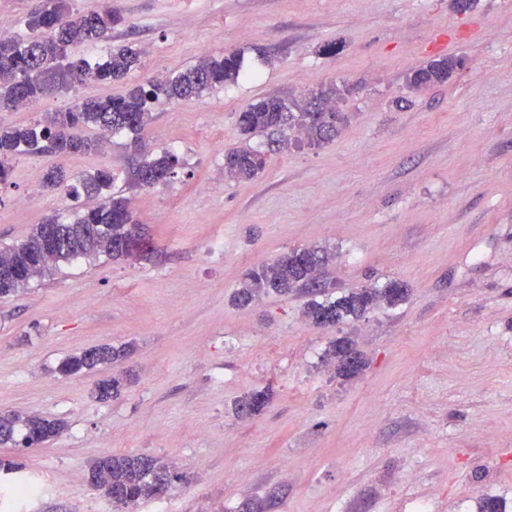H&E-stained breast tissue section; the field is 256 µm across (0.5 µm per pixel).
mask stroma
<instances>
[{
    "label": "stroma",
    "instance_id": "obj_1",
    "mask_svg": "<svg viewBox=\"0 0 512 512\" xmlns=\"http://www.w3.org/2000/svg\"><path fill=\"white\" fill-rule=\"evenodd\" d=\"M116 45L142 51L126 81L78 87L117 96L200 50L240 53L236 82L155 108L144 137L182 169L150 190L127 178L130 137L108 151L28 155L0 185V246L74 201L29 195L46 169H109L156 250L148 260H76L0 299V412L66 424L36 448L0 446V512H117L88 469L108 454H148L179 480L128 512H512V0H112ZM333 52H326V45ZM442 57L464 65L445 84L408 78ZM336 85L346 122L331 143L289 132L250 181L224 175L233 147L266 151L270 131L242 135L239 112L271 94ZM332 256L328 297L396 280L407 302L336 327L303 315L308 294L233 295L243 275L295 248ZM355 341L365 367L337 376L326 351ZM129 345L113 373L130 380L98 400L92 372L65 357ZM271 390L258 416L236 402ZM37 481L33 499L10 496Z\"/></svg>",
    "mask_w": 512,
    "mask_h": 512
}]
</instances>
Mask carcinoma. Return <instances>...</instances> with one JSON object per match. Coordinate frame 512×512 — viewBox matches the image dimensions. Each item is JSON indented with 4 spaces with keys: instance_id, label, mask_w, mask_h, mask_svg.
<instances>
[{
    "instance_id": "obj_1",
    "label": "carcinoma",
    "mask_w": 512,
    "mask_h": 512,
    "mask_svg": "<svg viewBox=\"0 0 512 512\" xmlns=\"http://www.w3.org/2000/svg\"><path fill=\"white\" fill-rule=\"evenodd\" d=\"M73 0H46L43 8L29 13L21 22L23 32L0 31V109H20L30 102L58 94L87 83L110 84L125 78L137 68L141 51L131 45L110 47L102 59L72 60L69 49L81 43H109L112 30L123 23L116 8L75 9ZM460 62L452 58L434 60L414 70L410 84L415 88L440 85ZM241 62L231 52L222 57L207 55L181 71L162 79L150 77L120 96L79 98L63 110L19 126L0 129V183L7 181L12 161L32 154L60 157L87 153L100 148L99 141L82 136L93 128L112 133L127 132L138 161L130 171V180L140 188L152 189L174 180L182 166L170 150L154 151L139 138L152 118L156 104L189 101L208 90L238 79ZM336 88H320L301 112L292 111L290 101L279 95H267L248 103L237 123L244 135L276 129L283 133L300 130L311 145H323L337 133L340 113L329 104ZM266 166L265 155L252 149H231L224 153V175L234 180H250ZM115 174L98 170L91 175L69 177L62 167L48 171L43 181L47 190H61L77 200L81 196L100 202L76 214L70 222L59 217L36 224L24 240L0 247V298L14 296L31 281L45 277L60 263L108 256L112 259H140L155 251L151 237L134 218L128 198L112 195ZM52 226L61 241L56 257L40 256L37 245L47 226ZM298 250L249 270L234 298L248 303L273 291L282 296L299 290L322 287L321 278L329 262L321 249ZM406 285L389 281L383 287L360 288L334 300H312L304 316L316 326H334L349 319H360L379 307H395L406 301ZM125 350L102 345L63 359L58 371L64 375L87 374L124 357ZM327 356L336 362L337 374L350 379L364 363L350 340L334 341ZM124 380L108 375L95 385L96 398L107 401L121 394ZM270 393L253 391L235 405L239 416L259 415L267 407ZM62 421L43 416L0 413V444L15 447L28 444L36 433L41 442L56 439L64 430ZM98 475L93 484L103 481L112 486L119 499L134 504L154 497L156 483H172L174 465L168 460L143 454L106 455L97 460Z\"/></svg>"
}]
</instances>
